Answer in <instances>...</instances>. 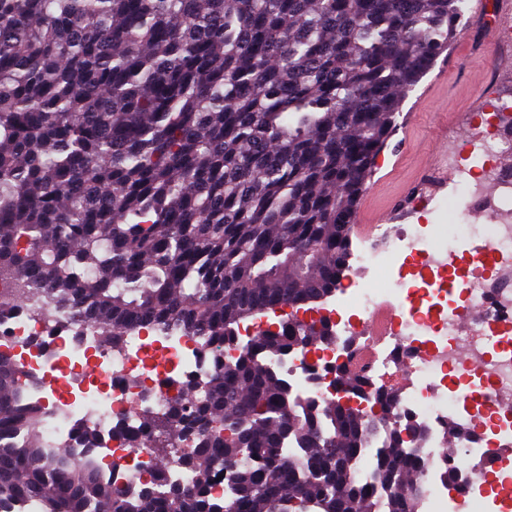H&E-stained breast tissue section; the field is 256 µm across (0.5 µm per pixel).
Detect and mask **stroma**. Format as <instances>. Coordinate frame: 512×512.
Masks as SVG:
<instances>
[{
    "label": "stroma",
    "mask_w": 512,
    "mask_h": 512,
    "mask_svg": "<svg viewBox=\"0 0 512 512\" xmlns=\"http://www.w3.org/2000/svg\"><path fill=\"white\" fill-rule=\"evenodd\" d=\"M512 26V8L498 0H467L451 47L401 104L399 127L379 154L360 200L354 236L370 224H405L415 194L448 197L453 185L437 180L443 149L454 148L486 127L481 112L489 96L512 94V49L495 34Z\"/></svg>",
    "instance_id": "35a3bbf8"
}]
</instances>
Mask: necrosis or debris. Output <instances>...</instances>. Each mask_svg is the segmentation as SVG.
<instances>
[{
  "label": "necrosis or debris",
  "instance_id": "necrosis-or-debris-1",
  "mask_svg": "<svg viewBox=\"0 0 512 512\" xmlns=\"http://www.w3.org/2000/svg\"><path fill=\"white\" fill-rule=\"evenodd\" d=\"M508 153L512 136L497 130L450 152L455 222L400 224L371 235L337 291L331 342L268 360L293 389L319 403L336 394L339 361L373 388L398 392L399 413L427 431L415 448L422 464L418 512H463L474 498L471 475L485 468L490 447L512 453V171L497 167ZM484 204L491 218L475 223L472 214ZM453 276L463 284L456 301L446 291ZM260 328L257 321L244 327L237 346L215 348L177 331L144 328L112 346L94 328L61 327L34 305L15 304L0 310V352L30 378L25 397L44 408L45 448L100 458L107 476L128 484L156 462L143 414L164 412L187 385H203ZM452 427L462 434L458 456L465 463L453 490L438 478ZM85 428L98 432L97 448H85ZM123 430L140 432L141 443L130 446L119 436Z\"/></svg>",
  "mask_w": 512,
  "mask_h": 512
}]
</instances>
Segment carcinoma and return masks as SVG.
Listing matches in <instances>:
<instances>
[{
    "label": "carcinoma",
    "instance_id": "cac0c4a2",
    "mask_svg": "<svg viewBox=\"0 0 512 512\" xmlns=\"http://www.w3.org/2000/svg\"><path fill=\"white\" fill-rule=\"evenodd\" d=\"M465 0H0V281L11 302L105 342L149 327L233 345L247 319L336 294L356 203L403 98L453 43ZM310 253H305L306 249ZM331 336L285 313L224 362L192 414L185 487H117L47 452L26 373L0 353V500L40 512H416L425 430L381 390L387 431L302 398L266 358ZM336 386L368 385L336 364ZM22 431L18 446L8 436ZM228 490L216 495L212 475Z\"/></svg>",
    "mask_w": 512,
    "mask_h": 512
}]
</instances>
